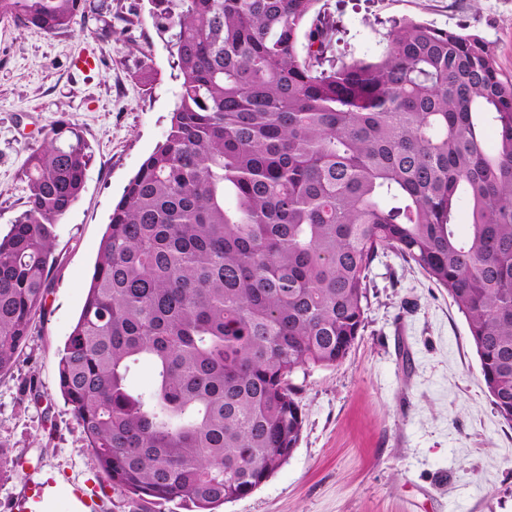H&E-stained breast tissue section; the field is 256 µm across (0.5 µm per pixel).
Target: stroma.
<instances>
[{
  "label": "stroma",
  "instance_id": "stroma-1",
  "mask_svg": "<svg viewBox=\"0 0 512 512\" xmlns=\"http://www.w3.org/2000/svg\"><path fill=\"white\" fill-rule=\"evenodd\" d=\"M339 21L338 57L370 59L392 24L415 20L488 42L512 81V0H320ZM131 18L96 38L0 22V235L24 208L22 168L57 122L94 152L84 188L55 226L45 309L13 367L0 374V512L40 501L75 512L73 486L104 476L58 387L57 365L84 305L113 204L164 141L179 84L148 0H105ZM147 54L157 75L136 78ZM80 57L94 58L77 69ZM301 438L253 493L216 512H512V427L480 379L464 316L446 289L390 250L369 273L361 335L343 362L293 378Z\"/></svg>",
  "mask_w": 512,
  "mask_h": 512
}]
</instances>
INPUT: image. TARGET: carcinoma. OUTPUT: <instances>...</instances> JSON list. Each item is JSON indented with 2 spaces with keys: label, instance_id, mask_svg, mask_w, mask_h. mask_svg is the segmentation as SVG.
I'll return each instance as SVG.
<instances>
[{
  "label": "carcinoma",
  "instance_id": "cac0c4a2",
  "mask_svg": "<svg viewBox=\"0 0 512 512\" xmlns=\"http://www.w3.org/2000/svg\"><path fill=\"white\" fill-rule=\"evenodd\" d=\"M149 2L183 81L112 207L57 371L107 481L187 512L263 484L301 435L292 376L355 345L381 249L448 291L512 426V82L487 42L406 21L375 58L338 64L319 0ZM100 14L0 0V22L48 34ZM93 159L66 122L27 147L24 210L0 237V373L44 310L54 227ZM143 360L153 383L136 391Z\"/></svg>",
  "mask_w": 512,
  "mask_h": 512
}]
</instances>
